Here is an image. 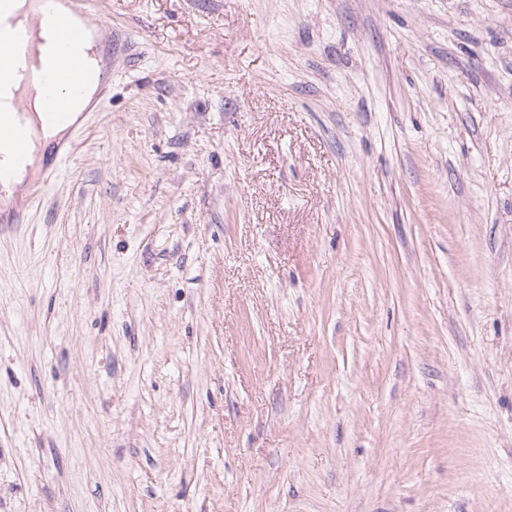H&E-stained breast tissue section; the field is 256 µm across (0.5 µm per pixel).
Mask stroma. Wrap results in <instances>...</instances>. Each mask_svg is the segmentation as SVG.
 <instances>
[{
    "instance_id": "35a3bbf8",
    "label": "stroma",
    "mask_w": 512,
    "mask_h": 512,
    "mask_svg": "<svg viewBox=\"0 0 512 512\" xmlns=\"http://www.w3.org/2000/svg\"><path fill=\"white\" fill-rule=\"evenodd\" d=\"M93 17L0 223V512H512V0Z\"/></svg>"
}]
</instances>
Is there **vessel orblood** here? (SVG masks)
Wrapping results in <instances>:
<instances>
[{"instance_id": "obj_1", "label": "vessel or blood", "mask_w": 512, "mask_h": 512, "mask_svg": "<svg viewBox=\"0 0 512 512\" xmlns=\"http://www.w3.org/2000/svg\"><path fill=\"white\" fill-rule=\"evenodd\" d=\"M31 2L32 21L13 10V0H0V94L15 96L12 107L0 108V183L29 159L27 102L39 100L46 123H54L89 75L88 50L70 12L60 0Z\"/></svg>"}]
</instances>
